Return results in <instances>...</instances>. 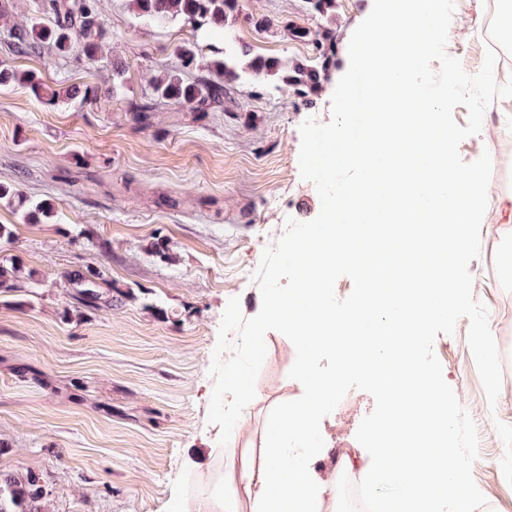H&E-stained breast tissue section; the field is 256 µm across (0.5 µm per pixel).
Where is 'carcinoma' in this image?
I'll return each instance as SVG.
<instances>
[{"label":"carcinoma","mask_w":512,"mask_h":512,"mask_svg":"<svg viewBox=\"0 0 512 512\" xmlns=\"http://www.w3.org/2000/svg\"><path fill=\"white\" fill-rule=\"evenodd\" d=\"M129 5L138 19L158 24L179 22L191 28L200 39L179 48L180 67L202 66L217 75L215 80L202 76L189 83L179 71L170 70L153 79L152 94L134 105L135 120L144 127L151 126L152 113L159 100L188 105L197 113L227 112L224 85L244 76L256 83L272 81L280 89L305 97L322 92L327 75L336 68V0H314L313 9L323 20L316 29L289 28L293 37L312 45L315 50L312 61L255 54L243 42L226 43L222 50L204 43L212 36L225 33L226 28L240 18L258 29L272 28L267 18L242 13L240 0H129ZM36 10L50 25L34 23L29 27L20 24L10 27L8 37L18 52L39 53L43 45L51 44L64 54L75 47L87 60L96 59L103 39L102 0H37ZM206 49L212 53L207 60L203 56ZM21 81L37 93L45 92L51 102L77 97L92 101L98 97V89L91 85L46 92L34 74L21 76L13 68L0 66V86ZM148 251L164 262L173 260L169 242L159 235L153 237ZM89 277L95 279L93 288L77 289L76 300L84 308H95L102 298L99 287L105 278L101 271L90 269L78 275V281ZM26 279L34 280V273H25L24 267L15 260L0 261V297L21 289V282ZM43 498L39 477L33 472L0 478V512H44L40 505Z\"/></svg>","instance_id":"cac0c4a2"}]
</instances>
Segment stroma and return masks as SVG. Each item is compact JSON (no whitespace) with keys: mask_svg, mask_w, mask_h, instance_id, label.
<instances>
[{"mask_svg":"<svg viewBox=\"0 0 512 512\" xmlns=\"http://www.w3.org/2000/svg\"><path fill=\"white\" fill-rule=\"evenodd\" d=\"M374 0H336V68L320 95L301 99L250 81L229 87L232 109L197 117L187 106L160 104L151 127L133 118V104L151 91L152 77L178 66L177 50L189 28L137 19L128 0H104L103 47L96 60L78 53L59 58L54 48L18 55L8 26L34 14V0H0V65L36 73L58 89L73 83L99 90L94 101L55 103L20 85L0 87V182L17 185L36 201L58 206L52 219H29L0 200V260L14 259L37 275L0 299V474L30 471L47 492V512H167L175 480L189 471L194 488L207 487L218 468H230L241 449L265 445L267 418L278 404L303 394L290 378L292 342L271 331L256 381L260 401L236 449L212 453L219 426L208 421L214 387L209 374L222 315L239 298L244 317L259 310L254 273L287 218L314 219L321 202L299 165L300 126L331 118L333 91L349 67L354 29ZM244 12L272 20L264 31L236 24L254 53L305 59L314 51L292 39L287 24L315 27L306 0H241ZM497 0H456L446 50L478 73L487 46L497 48V81L512 74V49L499 47ZM124 82L112 85V63ZM489 110L495 121L459 145L464 161L492 159V199L512 195V99ZM94 226L108 245L100 251L79 237ZM176 256H150L154 233ZM512 236L494 216L481 227L472 260L473 296L489 312L502 365L496 406H489L467 343L468 319L453 334H438L434 352L443 376L474 420L479 436L473 477L493 512H512V480L499 466L503 426H512ZM105 270L98 308L69 320L78 304L64 277L86 267ZM126 299L113 297L114 289ZM156 303L146 309L144 299ZM350 411L326 425L328 448L344 444L361 455L356 439L373 397L348 392Z\"/></svg>","mask_w":512,"mask_h":512,"instance_id":"35a3bbf8","label":"stroma"}]
</instances>
